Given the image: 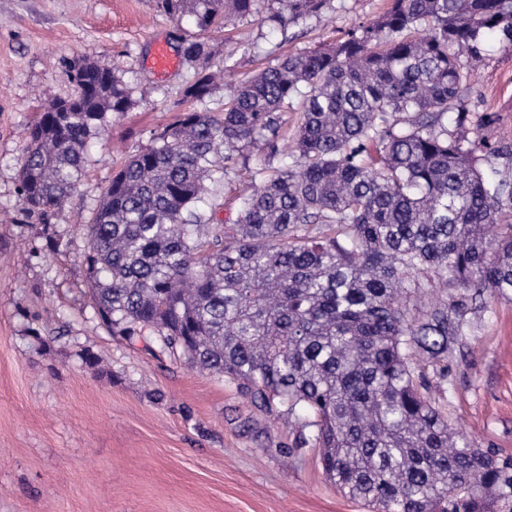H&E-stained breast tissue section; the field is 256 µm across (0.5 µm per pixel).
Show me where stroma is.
<instances>
[{"label": "stroma", "instance_id": "obj_1", "mask_svg": "<svg viewBox=\"0 0 512 512\" xmlns=\"http://www.w3.org/2000/svg\"><path fill=\"white\" fill-rule=\"evenodd\" d=\"M385 5L330 0L321 15L280 25L269 17L281 0H258L214 45L229 73L207 110L221 111L274 59L332 42ZM195 33L191 15L174 21L154 0H0V512H372L299 446L301 421L267 413L184 357L112 335L90 305L82 222L127 156L196 109L184 95L192 64L151 66L155 42L178 55L179 36ZM84 61L115 67L132 105L91 142L77 188L44 230L19 219V165L42 104L74 93L69 67ZM463 107L481 147L512 141V49L491 45ZM431 299L463 300L471 329L447 357L419 362L420 380L449 423L512 454V295L437 288Z\"/></svg>", "mask_w": 512, "mask_h": 512}]
</instances>
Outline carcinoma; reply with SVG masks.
<instances>
[{"label":"carcinoma","mask_w":512,"mask_h":512,"mask_svg":"<svg viewBox=\"0 0 512 512\" xmlns=\"http://www.w3.org/2000/svg\"><path fill=\"white\" fill-rule=\"evenodd\" d=\"M190 14L196 65L184 95L210 97L211 34L257 0H155ZM303 21L327 0H282ZM512 48V0H388L336 41L277 60L224 112H180L125 159L90 224L91 305L131 341L155 337L202 372L225 375L268 411L307 418L300 444L325 477L377 512H512V455L480 448L418 389L410 350L436 359L464 323L410 316L402 290L512 295V179L481 168L478 143L445 124L488 42ZM29 132L20 211L43 226L72 195L90 141L131 104L115 70L70 71ZM299 110L287 161L248 175L236 224H212L210 186L277 140ZM426 275V281L419 275Z\"/></svg>","instance_id":"carcinoma-1"}]
</instances>
